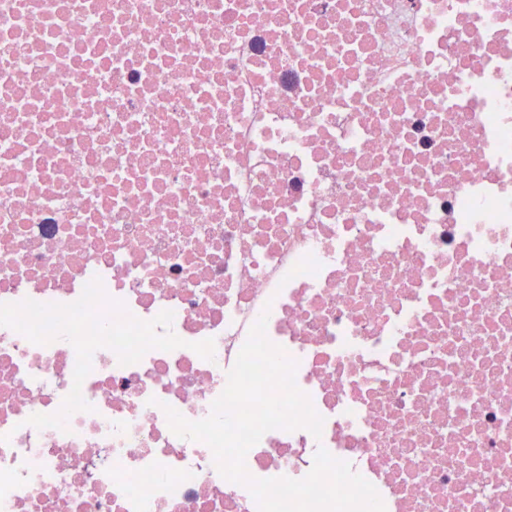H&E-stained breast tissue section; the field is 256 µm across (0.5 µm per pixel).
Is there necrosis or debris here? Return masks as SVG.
Segmentation results:
<instances>
[{"label":"necrosis or debris","mask_w":512,"mask_h":512,"mask_svg":"<svg viewBox=\"0 0 512 512\" xmlns=\"http://www.w3.org/2000/svg\"><path fill=\"white\" fill-rule=\"evenodd\" d=\"M386 512H512V0H0V512H258L251 326Z\"/></svg>","instance_id":"obj_1"}]
</instances>
